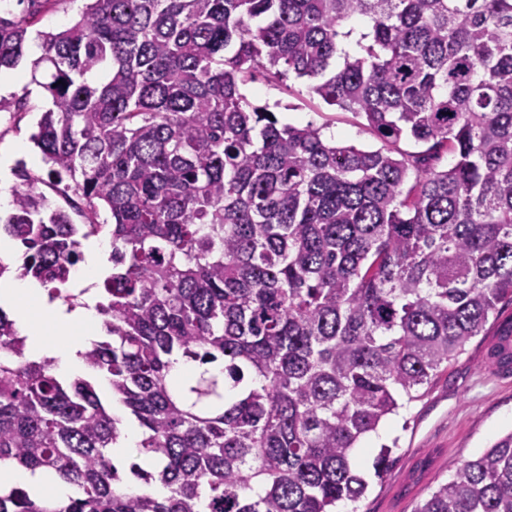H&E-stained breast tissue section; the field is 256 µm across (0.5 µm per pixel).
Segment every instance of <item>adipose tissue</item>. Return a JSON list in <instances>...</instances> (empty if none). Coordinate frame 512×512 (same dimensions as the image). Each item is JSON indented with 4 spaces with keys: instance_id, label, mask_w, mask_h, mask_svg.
<instances>
[{
    "instance_id": "adipose-tissue-1",
    "label": "adipose tissue",
    "mask_w": 512,
    "mask_h": 512,
    "mask_svg": "<svg viewBox=\"0 0 512 512\" xmlns=\"http://www.w3.org/2000/svg\"><path fill=\"white\" fill-rule=\"evenodd\" d=\"M109 246L100 242L93 245L84 265L83 281L88 289L86 304L69 312L65 308L49 304L48 298L38 283L31 281H8L0 284V307L13 311L16 328L26 339L27 350L32 358L54 359L58 371L74 373L82 371V354L90 344L87 336H73L77 321L101 326V317L96 310L100 300L98 283L108 272ZM43 306L51 319V329H44L29 313L34 305Z\"/></svg>"
}]
</instances>
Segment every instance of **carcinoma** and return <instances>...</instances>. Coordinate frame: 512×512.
Here are the masks:
<instances>
[{"label":"carcinoma","mask_w":512,"mask_h":512,"mask_svg":"<svg viewBox=\"0 0 512 512\" xmlns=\"http://www.w3.org/2000/svg\"><path fill=\"white\" fill-rule=\"evenodd\" d=\"M31 17L0 16V68L24 56ZM37 37L52 108L32 140L88 223L29 182L0 228L21 245L17 277L53 299L72 296L91 235L112 239V272L85 377L30 358L0 308V462L72 489L0 484V512L360 500V440L512 302V0H89ZM259 75L307 80L382 147L280 123L242 93ZM174 356L222 375L176 383ZM490 358L512 374V320ZM99 376L161 469L120 473L107 449L125 418ZM414 512H512V431Z\"/></svg>","instance_id":"cac0c4a2"}]
</instances>
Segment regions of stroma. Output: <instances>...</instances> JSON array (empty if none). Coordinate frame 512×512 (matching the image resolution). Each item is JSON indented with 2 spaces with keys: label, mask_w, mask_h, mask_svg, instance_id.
<instances>
[{
  "label": "stroma",
  "mask_w": 512,
  "mask_h": 512,
  "mask_svg": "<svg viewBox=\"0 0 512 512\" xmlns=\"http://www.w3.org/2000/svg\"><path fill=\"white\" fill-rule=\"evenodd\" d=\"M85 4L86 0H39L34 28L46 32L67 29L78 20ZM28 44L30 49L17 66L23 75L18 88L0 94V149L22 144L32 157L30 172L43 178L47 167L31 136L50 98L29 78L37 38H30ZM244 92L255 104L277 103L281 122L296 126L311 122L322 127L325 138L336 142L371 149L380 146L359 117L310 97L305 81H291L284 89L259 79L245 86ZM22 97L27 109L20 113L14 102ZM494 342L491 334L474 338L465 353L436 375L422 397L362 439L358 461L363 472L370 474L372 461L384 445L391 446L393 463L382 478L372 477L365 496L352 503L351 512H413L433 489L453 477L462 459L479 455L512 431V376L491 368L488 352Z\"/></svg>",
  "instance_id": "obj_1"
}]
</instances>
